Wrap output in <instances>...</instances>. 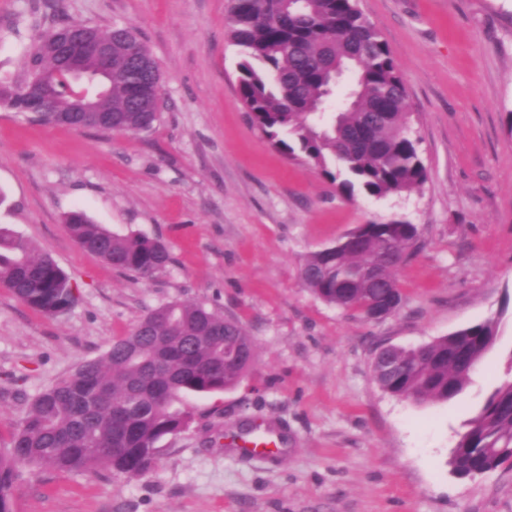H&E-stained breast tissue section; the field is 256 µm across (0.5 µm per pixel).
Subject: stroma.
<instances>
[{"label":"stroma","mask_w":512,"mask_h":512,"mask_svg":"<svg viewBox=\"0 0 512 512\" xmlns=\"http://www.w3.org/2000/svg\"><path fill=\"white\" fill-rule=\"evenodd\" d=\"M395 58L426 182L347 197L249 122L226 0H0V83L47 29L139 31L162 83L136 135L44 125L0 108V227L46 252L76 300L48 317L0 287V448L35 397L99 358L151 309L202 302L240 322L255 361L233 389L192 396L193 421L138 477L21 469L13 512H512V466L472 479L448 465L467 422L512 379V0H358ZM84 210L166 243L148 278L71 237ZM401 218L419 247L394 275L396 313L367 320L317 298L301 267L357 225ZM487 319L497 338L445 402L393 397L372 376L380 345L412 347ZM271 427L284 450L239 455Z\"/></svg>","instance_id":"stroma-1"}]
</instances>
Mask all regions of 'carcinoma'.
Listing matches in <instances>:
<instances>
[{"instance_id": "cac0c4a2", "label": "carcinoma", "mask_w": 512, "mask_h": 512, "mask_svg": "<svg viewBox=\"0 0 512 512\" xmlns=\"http://www.w3.org/2000/svg\"><path fill=\"white\" fill-rule=\"evenodd\" d=\"M233 43L240 48L239 94L253 127L285 154L299 156L349 197L410 193L427 179L409 128L407 92L398 65L357 0H227ZM53 29L28 50L25 77L0 85V105L59 124L68 112H38L20 93L53 77L54 105L76 92L57 53ZM112 37V85L97 106L106 133L149 131L159 119L158 70L139 34L126 26ZM351 86L331 120L336 70ZM65 224L72 238L113 268L149 277L171 262L167 246L96 224L82 210ZM417 248V228L399 219L360 224L336 243L308 255L301 275L324 302L369 318L373 304L402 294L393 276ZM0 285L30 308L57 316L73 303L74 285L45 252L0 227ZM497 325L485 320L418 347L379 346L372 363L385 392L417 403L448 401L468 386L493 345ZM253 340L235 319L203 303L172 301L152 309L98 359L43 390L0 451V512H12V490L24 466L135 477L154 464L157 444L190 427L176 407L186 395L235 387L253 363ZM512 463V381L497 386L452 449V472L473 477Z\"/></svg>"}]
</instances>
